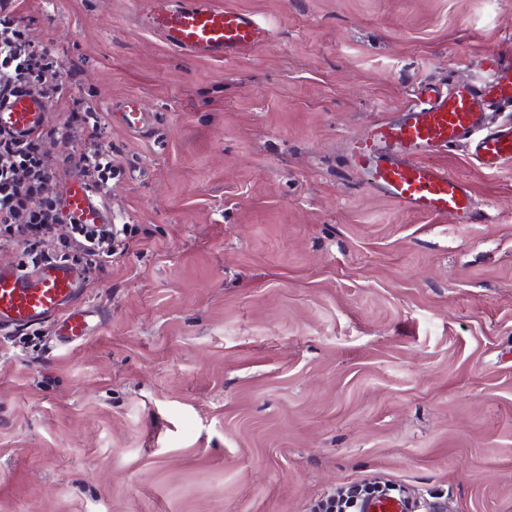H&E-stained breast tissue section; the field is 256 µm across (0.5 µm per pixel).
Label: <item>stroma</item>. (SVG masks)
<instances>
[{
  "label": "stroma",
  "instance_id": "obj_1",
  "mask_svg": "<svg viewBox=\"0 0 512 512\" xmlns=\"http://www.w3.org/2000/svg\"><path fill=\"white\" fill-rule=\"evenodd\" d=\"M265 41L223 60L138 25L171 0H16L82 70L141 242L87 285L75 346L0 340V512H308L363 480L512 512V166L418 155L476 220L402 210L348 158L420 83L479 77L512 0H211ZM138 95L152 136L112 103Z\"/></svg>",
  "mask_w": 512,
  "mask_h": 512
}]
</instances>
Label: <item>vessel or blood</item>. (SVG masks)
I'll list each match as a JSON object with an SVG mask.
<instances>
[{
	"label": "vessel or blood",
	"mask_w": 512,
	"mask_h": 512,
	"mask_svg": "<svg viewBox=\"0 0 512 512\" xmlns=\"http://www.w3.org/2000/svg\"><path fill=\"white\" fill-rule=\"evenodd\" d=\"M145 27L175 50L221 60L257 45L263 33L250 12L218 8L210 0H178L147 16ZM131 132L149 134L154 118L138 96L112 108ZM49 121V104L35 92L21 91L0 101V132L25 138ZM467 142L472 158L496 171L512 164V53L491 58L479 80L456 79L452 87L423 83L401 120L377 121L351 142L350 161L369 183L401 209L420 215H450L473 222L466 184L447 173L415 163L416 154ZM65 208L79 223L107 224L111 217L96 193L69 175ZM85 279L74 266L50 261L36 267L0 263V329L54 323L59 343L76 344L92 336L95 310L85 306ZM363 512H411L409 499L368 500Z\"/></svg>",
	"instance_id": "obj_1"
}]
</instances>
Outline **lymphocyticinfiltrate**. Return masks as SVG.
Instances as JSON below:
<instances>
[{
  "instance_id": "1",
  "label": "lymphocytic infiltrate",
  "mask_w": 512,
  "mask_h": 512,
  "mask_svg": "<svg viewBox=\"0 0 512 512\" xmlns=\"http://www.w3.org/2000/svg\"><path fill=\"white\" fill-rule=\"evenodd\" d=\"M13 2L0 0V99L46 87L53 99L70 97L78 70L65 68L59 56L28 41L25 26L13 15ZM61 141L71 144V152L58 151ZM60 170L77 171L102 196L122 172L118 150L106 141L101 113L81 99H73L64 122L48 124L30 138L0 135V247L21 246L28 265L61 260L90 277L126 250L139 229L71 221L57 191Z\"/></svg>"
}]
</instances>
